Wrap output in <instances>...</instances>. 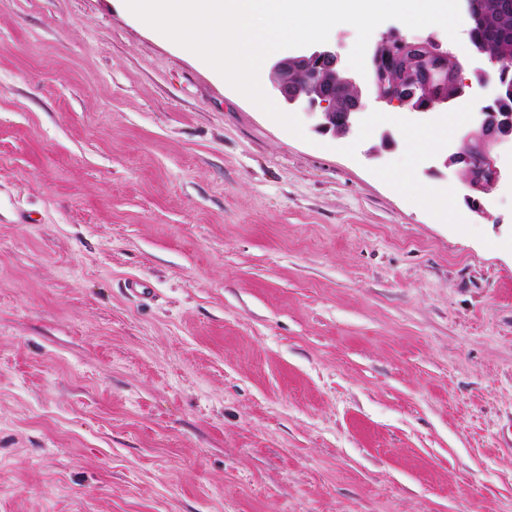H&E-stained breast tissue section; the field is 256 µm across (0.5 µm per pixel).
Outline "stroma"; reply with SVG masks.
Instances as JSON below:
<instances>
[{
    "instance_id": "obj_1",
    "label": "stroma",
    "mask_w": 512,
    "mask_h": 512,
    "mask_svg": "<svg viewBox=\"0 0 512 512\" xmlns=\"http://www.w3.org/2000/svg\"><path fill=\"white\" fill-rule=\"evenodd\" d=\"M472 71L300 139L124 0H0V512H512V151L480 216L443 165Z\"/></svg>"
}]
</instances>
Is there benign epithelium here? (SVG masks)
<instances>
[{
  "label": "benign epithelium",
  "instance_id": "7a95c632",
  "mask_svg": "<svg viewBox=\"0 0 512 512\" xmlns=\"http://www.w3.org/2000/svg\"><path fill=\"white\" fill-rule=\"evenodd\" d=\"M406 50L422 49L436 62L421 69H398L389 79L377 84L374 98L388 106L408 112H436L450 102L445 87L448 86V57L454 53L442 48L432 37L407 38L396 31L382 36L376 47L390 40ZM474 53L482 56L492 67H504L512 63V57L490 52L485 44L472 45ZM299 72L305 81L300 92L288 82V74ZM343 76L349 82L354 79L342 66L340 57L328 45H320L300 54L283 56L271 65L273 90L285 103L294 105L304 102L307 112L316 115V128L336 137L353 133L357 116L365 110L363 93H358L343 111H336V78ZM473 128L467 137L460 138L457 146L444 160L445 167H456L463 174L464 200L468 208L482 214L480 199L494 190L501 179L498 165V147L512 140V132L502 133L503 120L494 112H475L468 120Z\"/></svg>",
  "mask_w": 512,
  "mask_h": 512
}]
</instances>
